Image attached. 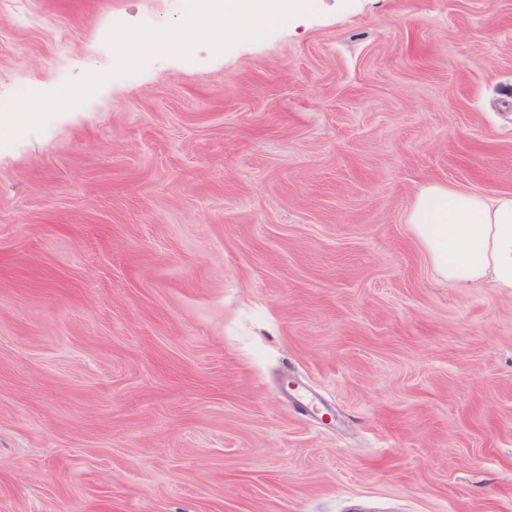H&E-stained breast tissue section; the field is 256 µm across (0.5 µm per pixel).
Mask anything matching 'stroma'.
<instances>
[{"mask_svg": "<svg viewBox=\"0 0 512 512\" xmlns=\"http://www.w3.org/2000/svg\"><path fill=\"white\" fill-rule=\"evenodd\" d=\"M184 0H0V102ZM512 194V0H313L0 146V512H512V293L407 223Z\"/></svg>", "mask_w": 512, "mask_h": 512, "instance_id": "1", "label": "stroma"}]
</instances>
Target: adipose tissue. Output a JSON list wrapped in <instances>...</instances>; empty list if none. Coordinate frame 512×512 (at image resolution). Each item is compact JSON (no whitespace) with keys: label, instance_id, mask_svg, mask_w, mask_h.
<instances>
[{"label":"adipose tissue","instance_id":"obj_1","mask_svg":"<svg viewBox=\"0 0 512 512\" xmlns=\"http://www.w3.org/2000/svg\"><path fill=\"white\" fill-rule=\"evenodd\" d=\"M408 223L448 284L512 291V194L487 197L431 184L418 194Z\"/></svg>","mask_w":512,"mask_h":512}]
</instances>
